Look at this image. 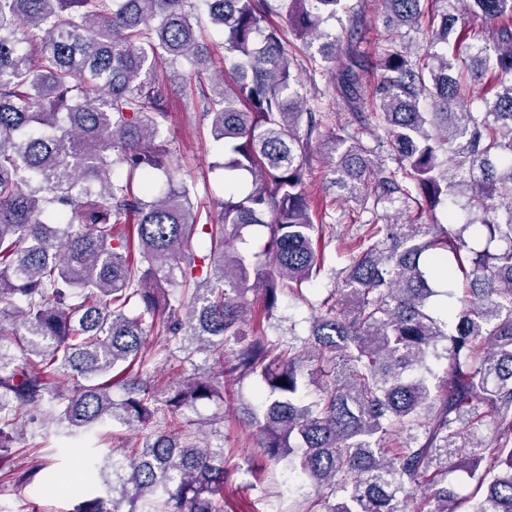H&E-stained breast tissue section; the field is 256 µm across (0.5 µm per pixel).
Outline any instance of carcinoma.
<instances>
[{
    "mask_svg": "<svg viewBox=\"0 0 512 512\" xmlns=\"http://www.w3.org/2000/svg\"><path fill=\"white\" fill-rule=\"evenodd\" d=\"M346 2L0 0V470L15 473L34 414L58 425L77 469L59 479L73 501L60 512H224L231 469L205 431L215 419L190 432L182 417L249 376L263 388L246 416L264 459L314 491L297 512H512V0H384L397 27L434 12L425 56L394 39L383 49L369 113L357 107L368 64L325 31ZM202 6L225 36L224 69L198 87L223 145L216 219L169 176L158 142L167 82L212 65ZM278 10L295 38H327L352 121L383 131L396 161L386 170L334 133L321 152L336 185L396 213L411 200L428 216L448 208L438 231L368 225L301 348L265 329L279 296L320 273L325 235L304 190L317 122L268 23ZM477 18L482 36L470 33ZM253 226L269 238L248 255L235 244ZM175 277L179 294L163 291ZM149 328L210 366L158 396ZM107 421L142 432L120 458L81 447ZM447 466L475 481L464 511Z\"/></svg>",
    "mask_w": 512,
    "mask_h": 512,
    "instance_id": "cac0c4a2",
    "label": "carcinoma"
}]
</instances>
